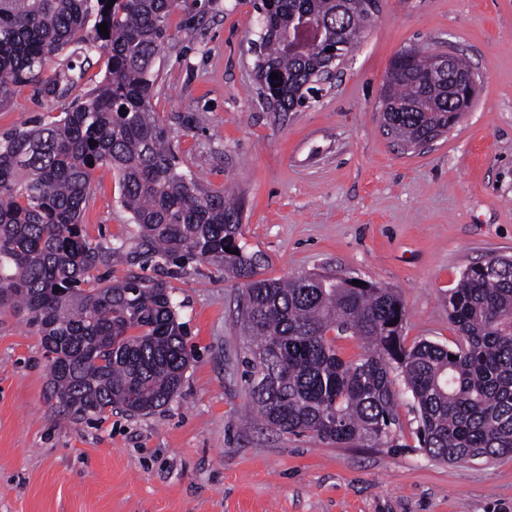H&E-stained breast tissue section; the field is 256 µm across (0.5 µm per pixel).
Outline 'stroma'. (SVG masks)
Masks as SVG:
<instances>
[{
  "mask_svg": "<svg viewBox=\"0 0 512 512\" xmlns=\"http://www.w3.org/2000/svg\"><path fill=\"white\" fill-rule=\"evenodd\" d=\"M157 56L151 103L203 184L243 204L242 244L262 277L352 275L394 289L405 346L458 340L446 296L468 267L512 255V0H381L330 92L273 112L254 76L249 0H180ZM453 48L479 91L447 134L414 150L387 136L380 93L403 50ZM33 86L0 104V133L69 110ZM193 114L191 128L177 118ZM88 239L120 246L137 226L111 167L93 173ZM192 359L182 388L147 415L115 408L64 421L28 315L0 309V512H512V456L449 464L425 454L409 394L395 448L330 444L254 420L238 281L193 264L168 280Z\"/></svg>",
  "mask_w": 512,
  "mask_h": 512,
  "instance_id": "obj_1",
  "label": "stroma"
}]
</instances>
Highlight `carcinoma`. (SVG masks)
Listing matches in <instances>:
<instances>
[{"label": "carcinoma", "mask_w": 512, "mask_h": 512, "mask_svg": "<svg viewBox=\"0 0 512 512\" xmlns=\"http://www.w3.org/2000/svg\"><path fill=\"white\" fill-rule=\"evenodd\" d=\"M176 6L0 0V102L21 85L58 97L84 66L103 56L108 62L105 81L63 117L0 135V307L26 309L61 363L50 367L59 405L85 417L113 407L149 414L172 401L191 353L167 282L144 271L207 262L242 284L237 325L247 338V382L268 428L393 448L400 382L430 457L457 463L512 455V256L461 273L448 294V319L460 335L453 349L429 341L405 347L406 308L392 288L327 273L260 277L264 257L238 242L241 206L183 169L171 129L151 103L155 56L170 39L166 20ZM254 9L259 91L275 112L306 106L305 85L329 48L372 23L366 0H255ZM303 15L322 22L330 40L290 53L289 23ZM104 22L107 35L98 29ZM66 50L79 67L44 76L47 62ZM461 103L448 94V76L407 49L387 76L379 117L403 148H415L432 132H448ZM102 165L117 173L121 205L139 226L126 257L140 272L113 283L92 271L109 265L116 249L80 227L92 172ZM348 335L367 344L358 360L336 351V337Z\"/></svg>", "instance_id": "obj_1"}]
</instances>
